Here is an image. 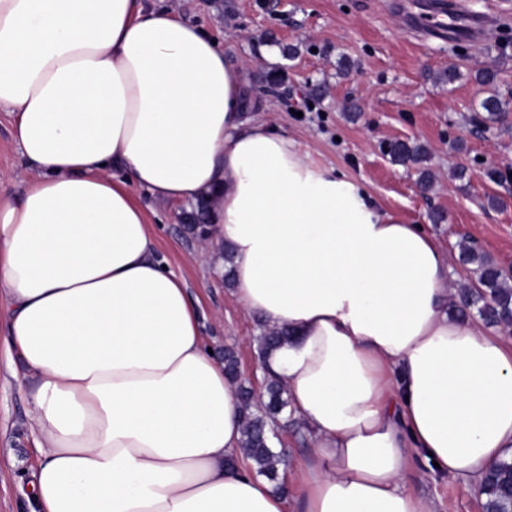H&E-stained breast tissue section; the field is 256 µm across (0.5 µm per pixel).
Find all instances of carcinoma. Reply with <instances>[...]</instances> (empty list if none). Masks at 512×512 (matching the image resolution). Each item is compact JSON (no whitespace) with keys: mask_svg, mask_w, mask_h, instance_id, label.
<instances>
[{"mask_svg":"<svg viewBox=\"0 0 512 512\" xmlns=\"http://www.w3.org/2000/svg\"><path fill=\"white\" fill-rule=\"evenodd\" d=\"M475 80L489 88L480 101L485 115L474 118L475 124L484 126L499 121L506 114L509 101L493 90L494 75L482 70L475 75ZM388 153L392 162L407 166L423 162L427 149L421 143L398 141L389 146ZM207 208L208 201L200 197L191 204V210L179 214L183 231L189 237L210 241L208 225L200 223L205 218ZM459 256L463 263L474 266L476 274V280L471 285L458 291L463 304L475 309L486 323L504 330L511 329L512 276L469 243L461 245ZM288 338V330L283 327L263 329L256 337L259 359L265 360ZM239 393L244 408L242 448L257 465V473L274 482L278 478L279 466L285 463L284 457L273 451V443L277 439L273 425L284 418L288 408L285 389L278 379L269 376L265 380L266 401L256 400L254 391L243 385L239 386ZM479 492L484 496L483 512H512V456H504L489 468Z\"/></svg>","mask_w":512,"mask_h":512,"instance_id":"obj_1","label":"carcinoma"}]
</instances>
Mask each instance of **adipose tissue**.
I'll return each mask as SVG.
<instances>
[{
  "instance_id": "ef3b65f1",
  "label": "adipose tissue",
  "mask_w": 512,
  "mask_h": 512,
  "mask_svg": "<svg viewBox=\"0 0 512 512\" xmlns=\"http://www.w3.org/2000/svg\"><path fill=\"white\" fill-rule=\"evenodd\" d=\"M0 333L33 386L30 512H436L415 457L512 452V347L448 312V253L250 98L247 66L149 0H0ZM209 202L234 294L310 441L282 494L241 450L237 382L136 191ZM25 179L24 166L12 135V118L0 112V186L10 196H19Z\"/></svg>"
}]
</instances>
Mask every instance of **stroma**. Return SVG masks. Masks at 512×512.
<instances>
[{
  "label": "stroma",
  "mask_w": 512,
  "mask_h": 512,
  "mask_svg": "<svg viewBox=\"0 0 512 512\" xmlns=\"http://www.w3.org/2000/svg\"><path fill=\"white\" fill-rule=\"evenodd\" d=\"M383 2L162 0L250 62L253 98L272 108L277 129L295 137L313 161L341 168L384 208L431 233L451 258L449 286L473 280L457 261L463 241L512 273V182L485 175L492 167L512 169V112L484 131L471 120L486 94L476 71L496 72L500 94L512 99V0H467L471 9L497 12L495 37L450 43L411 33ZM451 66L460 77L449 84L441 74ZM319 83L318 96L312 88ZM397 139L428 145L424 167L391 162L387 146ZM423 168L435 178L427 194L417 185ZM460 168L465 177H456ZM24 179L12 119L0 112V191L19 196ZM135 196L147 209L160 255L198 301L214 350L232 348L240 382L262 388L259 319L225 286L222 269L200 261V243L185 238L177 220L180 206L156 203L140 190ZM30 387L0 342V512H29L19 487L35 455L26 423ZM407 487L432 498L437 512H482L476 487L423 460H416Z\"/></svg>",
  "instance_id": "obj_1"
}]
</instances>
